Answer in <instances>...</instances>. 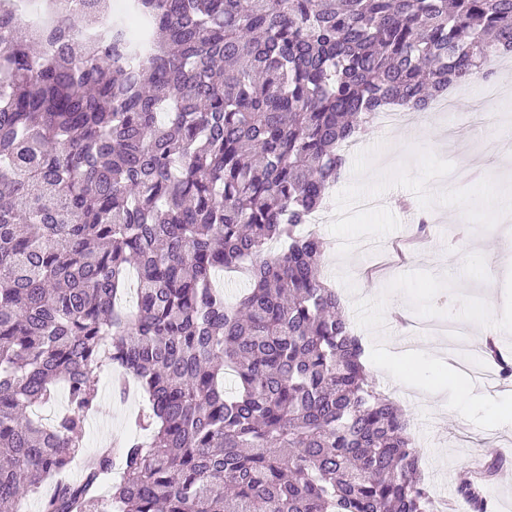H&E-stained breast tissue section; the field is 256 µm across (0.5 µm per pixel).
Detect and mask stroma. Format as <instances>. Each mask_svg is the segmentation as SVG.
<instances>
[{
    "label": "stroma",
    "instance_id": "stroma-1",
    "mask_svg": "<svg viewBox=\"0 0 512 512\" xmlns=\"http://www.w3.org/2000/svg\"><path fill=\"white\" fill-rule=\"evenodd\" d=\"M497 76L506 80L507 90L500 92L491 112L485 113L480 122L461 127L455 145L443 139L447 115H415L418 131L413 138H406L402 126L365 137L360 150L348 159L345 175L328 192L332 205L364 194L383 193L392 196L393 201H410L414 210L433 212L440 218L431 226L421 256L407 264L393 265L386 275L373 280L366 279L363 272L374 265L375 255L363 251L349 255L341 251L340 245L358 238L386 243L406 235L409 226L401 220L398 207L392 203L377 213L353 214L346 224L328 222L315 228L331 244L322 277L342 294L346 317L364 337L367 368L372 376H381L383 364L400 357L403 350L400 341L380 331L393 300L402 301L413 320L422 316L460 321L479 317L478 305L489 282L475 278L474 272L498 260L506 241L487 200L497 186L512 184V174L504 162L477 147L479 141L496 134L497 115L512 114V68L498 71ZM469 158L476 163V170L468 172L465 180L447 183L443 192L433 191L439 171L461 168ZM461 200L468 202L472 215L463 230L453 221ZM445 372L442 364L425 366L416 370L413 388L394 382L387 389L404 406L412 424L420 466L431 492L454 500L457 512H470L467 503L456 497L455 476L472 457L491 450L512 460V428L491 425L479 409L468 412L450 406L438 415L425 407L419 399L421 391L437 384ZM140 407L139 394L117 400L112 396L110 379H103L101 404L88 419L73 471H80L82 458L95 454L101 443L127 439Z\"/></svg>",
    "mask_w": 512,
    "mask_h": 512
}]
</instances>
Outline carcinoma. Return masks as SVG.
Here are the masks:
<instances>
[{
    "mask_svg": "<svg viewBox=\"0 0 512 512\" xmlns=\"http://www.w3.org/2000/svg\"><path fill=\"white\" fill-rule=\"evenodd\" d=\"M111 2L58 0L81 24L47 55L0 0V512H433L303 227L376 113L512 55V0H141L143 62L97 34ZM224 271L249 283L234 303ZM483 359L512 379L496 342ZM111 366L149 436L71 478ZM60 384L66 409L32 418ZM507 464L457 474L472 512Z\"/></svg>",
    "mask_w": 512,
    "mask_h": 512,
    "instance_id": "carcinoma-1",
    "label": "carcinoma"
}]
</instances>
